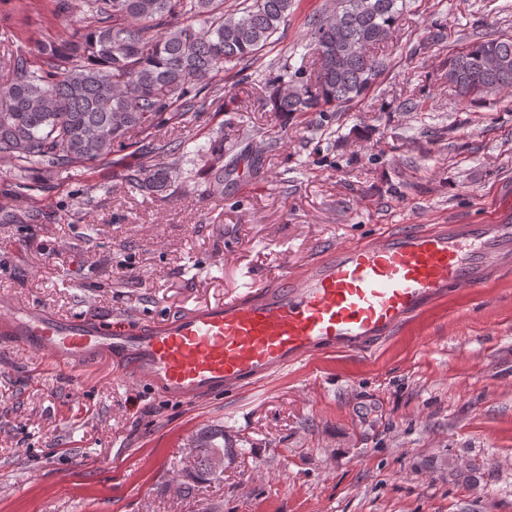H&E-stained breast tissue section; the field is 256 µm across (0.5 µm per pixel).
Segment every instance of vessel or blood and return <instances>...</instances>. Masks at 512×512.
<instances>
[{"mask_svg": "<svg viewBox=\"0 0 512 512\" xmlns=\"http://www.w3.org/2000/svg\"><path fill=\"white\" fill-rule=\"evenodd\" d=\"M512 258V214L489 224L383 229L330 250L301 274L161 324L60 318L26 308L0 319V334L79 368L107 356L127 377L167 397L197 402L258 383L288 365L333 350L367 351L427 303L482 284L491 261Z\"/></svg>", "mask_w": 512, "mask_h": 512, "instance_id": "1", "label": "vessel or blood"}]
</instances>
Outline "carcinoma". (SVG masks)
Instances as JSON below:
<instances>
[{
    "mask_svg": "<svg viewBox=\"0 0 512 512\" xmlns=\"http://www.w3.org/2000/svg\"><path fill=\"white\" fill-rule=\"evenodd\" d=\"M83 0V20L70 39L19 48L4 62L0 85V158L21 179L34 171L49 185L62 173L107 159L138 144L148 161L124 175L148 193L167 190L170 167L152 162L181 144L155 142L154 130L183 123L204 108L214 77L238 70L242 80L288 21L294 0ZM402 14L398 0H337L336 10L310 20L314 80L292 85L278 76L264 85L269 111L321 114L362 97L385 68L371 49L388 42ZM500 59L487 67L485 54ZM37 56L44 68L32 69ZM448 85L468 105L485 94L512 90V36L471 42L448 57ZM198 174L211 195L224 193V149L213 145ZM40 219L37 211H0V222ZM212 432L192 448L196 476L214 478L235 449L213 444ZM492 463L470 459L448 464V477L472 486Z\"/></svg>",
    "mask_w": 512,
    "mask_h": 512,
    "instance_id": "cac0c4a2",
    "label": "carcinoma"
}]
</instances>
